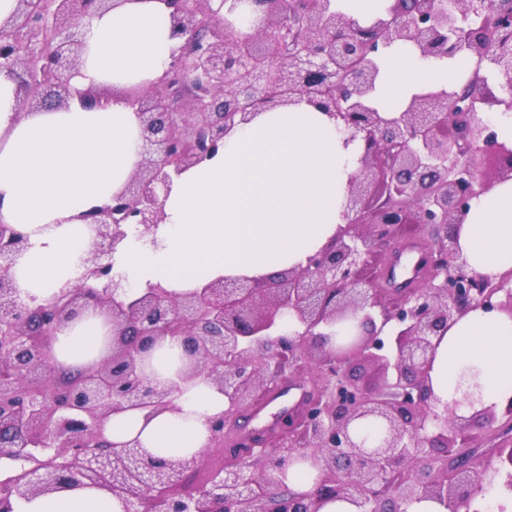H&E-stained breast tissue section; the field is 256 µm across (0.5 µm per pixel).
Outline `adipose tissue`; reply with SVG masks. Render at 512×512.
<instances>
[{"label": "adipose tissue", "instance_id": "adipose-tissue-1", "mask_svg": "<svg viewBox=\"0 0 512 512\" xmlns=\"http://www.w3.org/2000/svg\"><path fill=\"white\" fill-rule=\"evenodd\" d=\"M178 44L164 0H123L83 29L73 87L146 88L157 82ZM381 76L371 94L396 115L414 95L447 89L468 75L448 58L424 60L410 49H380ZM15 83L0 76V223L28 238L13 267L23 297L50 299L76 280L89 255L92 229L85 212L109 204L142 161L136 113L123 101L103 107L71 104L20 116ZM361 139L335 119L296 99L261 112L224 137L212 157L181 173L164 200L165 220L154 233L129 230L112 256L121 295L162 285L182 294L220 277L262 281L306 265L343 225L349 181L360 168ZM469 268L496 278L512 270V180L473 198L458 228ZM109 326L86 310L56 350L68 368L99 362ZM430 381L437 398L460 401L459 416L501 410L512 400V315L471 310L440 339ZM175 410L146 417L114 414L105 434L138 441L165 460L206 448L209 420L224 395L201 380L184 382ZM15 512H125V502L95 487L20 500Z\"/></svg>", "mask_w": 512, "mask_h": 512}]
</instances>
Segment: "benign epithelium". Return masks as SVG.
<instances>
[{
  "label": "benign epithelium",
  "mask_w": 512,
  "mask_h": 512,
  "mask_svg": "<svg viewBox=\"0 0 512 512\" xmlns=\"http://www.w3.org/2000/svg\"><path fill=\"white\" fill-rule=\"evenodd\" d=\"M116 0H17L0 23V75L15 81L25 110L84 107L109 101L91 88L71 86L80 65V28ZM170 9L171 63L160 82L126 97L140 123L143 160L112 203L85 215L94 239L84 271L50 302L9 323L10 347L0 348V459L19 463L41 456L21 477L0 481V512L11 500L96 486L119 495L126 512H141L193 455L163 467L146 464L136 441L88 453L78 433H103L105 421L129 409L151 416L173 407L174 387L147 374L151 350L170 337L181 341L178 375L202 377L224 392V413L210 423L208 446L224 441L227 419L250 408L255 390L288 378L302 390L282 415L279 431L240 437L236 447L261 443L277 452L245 466L211 472L213 490L168 512H319L331 499L363 512H405L425 499L451 512H477L478 492L494 471L472 456L462 468L441 462L472 448L475 430L496 433L512 422V401L500 412L457 414L440 404L429 371L436 345L470 309L512 313V272L489 278L468 270L457 228L469 201L486 190L479 156L500 161L497 179L512 178V147L477 119L478 110L512 108V0H393L365 26L336 10L335 0H250L260 16L251 34L234 35L226 0H164ZM402 44L420 58L463 53L474 63L466 88L415 95L395 117L370 104L379 48ZM305 98L361 137L360 169L350 181L345 225L306 266L265 281L218 278L175 296L160 286L125 300L114 297L112 253L130 226L147 232L162 223L163 199L173 178L224 145V135L259 112ZM401 224L432 228L434 249L412 276L382 290L364 277L374 245ZM28 248L27 237L0 223V317L23 307L10 270ZM88 306L111 325V353L81 371L79 389L53 399L57 383L46 347L36 337L58 336ZM380 312H375V309ZM292 315L297 329L285 327ZM353 322L347 344L333 341L338 323ZM318 353V377L305 389L304 364ZM371 365L378 382L364 384L356 363ZM372 423L378 436L361 432ZM318 470L312 490L280 491L296 460Z\"/></svg>",
  "instance_id": "benign-epithelium-1"
}]
</instances>
